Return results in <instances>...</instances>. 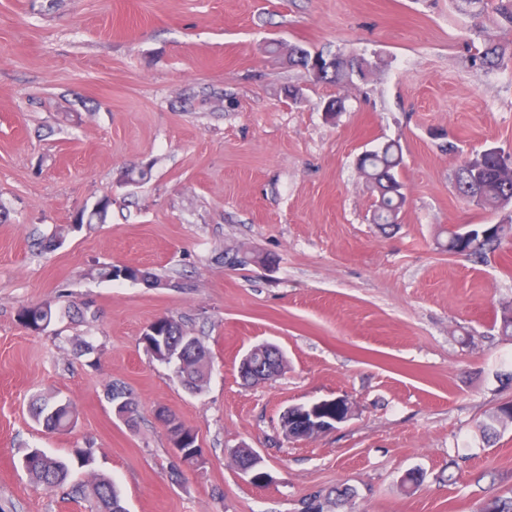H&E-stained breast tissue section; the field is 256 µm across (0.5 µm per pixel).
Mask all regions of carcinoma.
Segmentation results:
<instances>
[{
	"instance_id": "cac0c4a2",
	"label": "carcinoma",
	"mask_w": 512,
	"mask_h": 512,
	"mask_svg": "<svg viewBox=\"0 0 512 512\" xmlns=\"http://www.w3.org/2000/svg\"><path fill=\"white\" fill-rule=\"evenodd\" d=\"M471 15L481 17L488 13L494 20H501L512 28V0H463ZM476 58L481 66L494 68L502 60V50L489 46L478 52ZM288 60L309 69L315 63L322 68L321 81L341 84L352 80L353 67L366 64L365 59L354 63V59L342 54L311 53L300 46L290 49ZM501 152L496 147L486 148L468 159L455 173V188L465 197L480 198V207L497 210L506 198L512 199V180L502 177L500 167ZM403 150L396 142H386L374 150L365 152L359 158V168L376 192V224H395L405 205L404 185L399 180L403 167ZM507 237H512V218L500 224H467L448 230L447 251L454 256H470L486 248H493ZM55 312L50 303L22 309L21 322L34 331L44 330V325L52 322ZM210 366L209 353L193 355L186 363L184 385L193 392H200L206 382ZM109 400L121 405L123 411L132 414L136 403L131 394L123 387L114 385L109 391ZM37 420L49 431H63L70 428L75 420V408L69 401L43 400L37 407ZM512 426V400L497 405L481 424L482 432ZM92 449L78 448L74 457L62 460L48 456L35 449L22 460V465L32 479L48 494L58 493L74 502L88 503L89 512H127L123 501L106 477H96L93 481L71 483L69 477L74 469L90 464ZM350 493L336 490V498L331 494L317 492L302 502L300 512H327V507H338L345 502Z\"/></svg>"
}]
</instances>
